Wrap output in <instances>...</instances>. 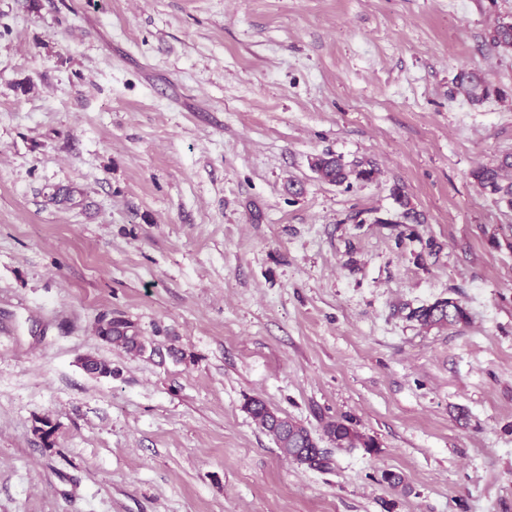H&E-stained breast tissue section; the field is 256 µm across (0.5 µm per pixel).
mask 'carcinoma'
I'll use <instances>...</instances> for the list:
<instances>
[{"label": "carcinoma", "mask_w": 512, "mask_h": 512, "mask_svg": "<svg viewBox=\"0 0 512 512\" xmlns=\"http://www.w3.org/2000/svg\"><path fill=\"white\" fill-rule=\"evenodd\" d=\"M489 37L495 47L512 53L511 20L498 22L490 31ZM459 84L473 102L480 101L488 95V88L484 82L473 73L462 75ZM310 166L320 179L331 184L345 182L352 173L356 179L362 181L371 180L374 174L371 169L351 172L347 170L341 158L332 154L313 157ZM471 176L483 191L495 196L498 202L512 209V154L504 156L494 167L480 166L474 169ZM410 318L427 330L456 327L468 321L466 310L451 298L439 299L430 305L415 308L411 311ZM96 336L102 342L136 356L160 354L159 348L154 343L146 341L134 323L122 317L99 318ZM79 363L84 370L96 376L114 375L112 363L109 361L85 356L79 359ZM244 408L271 437L284 457L311 470L326 471L331 468L332 459L320 448L318 439L301 422L280 413L260 398L247 399ZM323 437L338 448L375 447L374 440L359 431L346 417L326 421L323 425Z\"/></svg>", "instance_id": "obj_1"}]
</instances>
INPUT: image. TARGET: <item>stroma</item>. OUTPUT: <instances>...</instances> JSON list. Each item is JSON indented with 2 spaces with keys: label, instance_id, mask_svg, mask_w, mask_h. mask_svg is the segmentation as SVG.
Listing matches in <instances>:
<instances>
[{
  "label": "stroma",
  "instance_id": "35a3bbf8",
  "mask_svg": "<svg viewBox=\"0 0 512 512\" xmlns=\"http://www.w3.org/2000/svg\"><path fill=\"white\" fill-rule=\"evenodd\" d=\"M502 18L0 0V512H512V211L471 177L512 153ZM327 152L373 179L320 180ZM443 298L468 324L409 320ZM105 314L179 356L102 342ZM254 396L376 446L300 467Z\"/></svg>",
  "mask_w": 512,
  "mask_h": 512
}]
</instances>
